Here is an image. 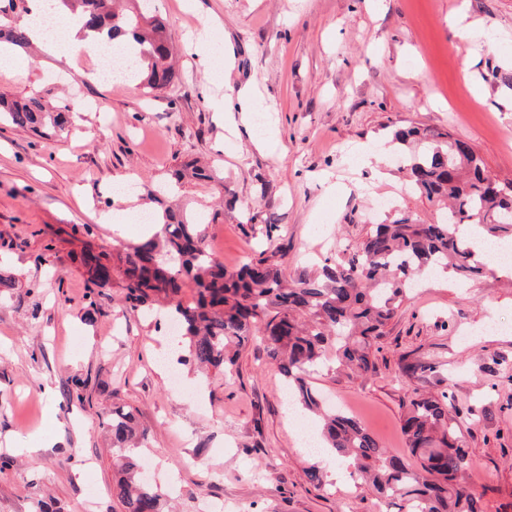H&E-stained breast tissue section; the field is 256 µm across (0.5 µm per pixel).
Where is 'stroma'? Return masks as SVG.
Segmentation results:
<instances>
[{
  "mask_svg": "<svg viewBox=\"0 0 512 512\" xmlns=\"http://www.w3.org/2000/svg\"><path fill=\"white\" fill-rule=\"evenodd\" d=\"M150 8L173 45L174 79L161 93L102 84L84 55L18 53L15 70L0 71L1 94L76 113L51 138L0 121V270L16 278L0 292V512H122L107 427L116 403L145 430L134 453L171 489L173 512H379L370 486L301 446L262 345L240 348L228 381L162 365L159 322L125 308L120 279L89 289L73 257L128 245L99 220L124 182L145 211L215 215L208 242L227 268L269 246L286 279L315 275L385 218H436L393 162L391 132L411 124L450 133L492 177L512 180V0ZM214 22L234 49L225 74L183 49ZM240 87L276 132L264 148L208 105ZM80 96L98 111L77 109ZM196 161L213 164L222 184L174 181ZM382 197L388 208L375 210ZM494 320L512 322V273L431 275L374 344L372 372L323 371L311 383L398 453L410 401L447 393L469 450L466 487L484 512H512V329L487 333ZM421 363L436 373H418ZM316 463L320 483L308 478Z\"/></svg>",
  "mask_w": 512,
  "mask_h": 512,
  "instance_id": "1",
  "label": "stroma"
}]
</instances>
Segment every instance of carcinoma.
<instances>
[{
  "label": "carcinoma",
  "instance_id": "1",
  "mask_svg": "<svg viewBox=\"0 0 512 512\" xmlns=\"http://www.w3.org/2000/svg\"><path fill=\"white\" fill-rule=\"evenodd\" d=\"M117 0H59L78 14L86 29L107 33L127 54L131 75L150 92L166 89L173 78L166 24L142 11H124ZM25 49L23 27L0 21V42ZM21 128L64 129V114L39 96L22 101L0 96V118ZM393 140L403 146L401 169L430 201L445 204L437 222L419 224L406 215L377 224L352 248L349 257L324 264L320 274L288 281L266 251L234 271L210 254L207 224L166 208L151 218L156 233L117 255L112 272L125 288L134 310L153 311L164 301L176 322L178 342L201 368L233 377L237 351L258 339L271 363L285 377L288 397L302 410L317 412L320 402L307 377L334 363L367 374L374 369L372 346L410 294L409 283L428 268L448 269L469 280L483 270L464 224L496 232L512 224V181L492 178L482 159L450 134L401 127ZM193 287L195 297L182 300ZM113 465L118 476L112 494L124 512H164L166 492L143 475L139 459L126 445L139 436L134 413L112 409L108 422ZM401 431L410 458L382 448L352 416L324 413L320 451L351 461L354 473L381 500L404 503L406 512H483L480 498L462 485L469 464L462 432L448 412V394L411 401Z\"/></svg>",
  "mask_w": 512,
  "mask_h": 512
}]
</instances>
